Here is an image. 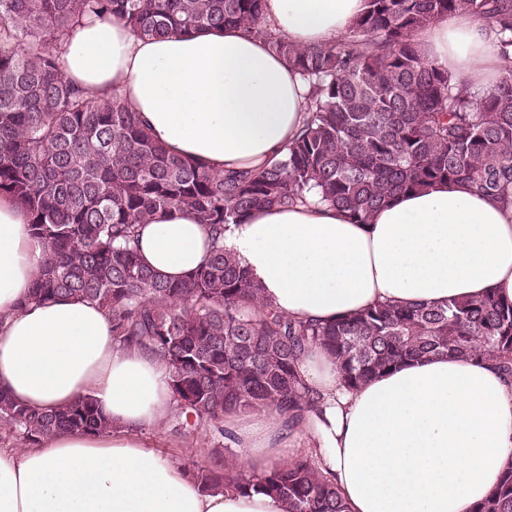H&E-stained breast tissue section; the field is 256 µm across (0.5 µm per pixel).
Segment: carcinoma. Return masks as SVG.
Returning <instances> with one entry per match:
<instances>
[{
  "mask_svg": "<svg viewBox=\"0 0 512 512\" xmlns=\"http://www.w3.org/2000/svg\"><path fill=\"white\" fill-rule=\"evenodd\" d=\"M349 34L302 48L262 21L264 0H0V196L27 214L44 261L32 303L87 301L121 346L166 364L173 430L224 437V412L276 411L299 422L317 403L298 371L311 346L336 359L351 390L408 361L461 355L512 374V301L495 293L445 304H378L331 323L292 320L261 297L221 235L261 207L320 200L357 223L434 183L512 195V57L477 94L423 60L416 31L464 12L500 25L512 47V0H364ZM117 19L137 36L238 26L261 37L311 87L305 128L259 170L216 174L156 142L116 92L91 97L65 77L62 46L86 19ZM184 212L215 234L208 260L180 280L145 266L138 228ZM0 422L35 447L61 434L107 433L92 397L32 409L0 392ZM205 491L267 493L288 512H347L309 458L262 473L228 455L196 475ZM474 512H512V467Z\"/></svg>",
  "mask_w": 512,
  "mask_h": 512,
  "instance_id": "carcinoma-1",
  "label": "carcinoma"
}]
</instances>
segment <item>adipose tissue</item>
Masks as SVG:
<instances>
[{"label":"adipose tissue","instance_id":"1","mask_svg":"<svg viewBox=\"0 0 512 512\" xmlns=\"http://www.w3.org/2000/svg\"><path fill=\"white\" fill-rule=\"evenodd\" d=\"M364 0H265L263 19L298 46L347 36ZM421 57L488 88L502 65L495 26L457 12L415 35ZM67 79L91 96L118 92L153 137L211 171L259 169L305 120L307 84L240 28L139 37L123 22L88 20L62 55ZM210 229L174 212L142 225L139 254L179 279L202 265ZM226 253L282 315L331 322L368 307L435 304L494 292L512 300V200L437 183L354 224L313 202L254 210L225 230ZM23 209L0 198V390L36 408L96 399L113 424L34 448H0V512H288L268 494L202 490L143 432L174 409L167 366L120 346L97 306L28 297L43 263ZM319 407L298 424L276 412L224 416L238 467L311 459L349 512H473L512 466V376L466 356L408 362L354 390L317 347L300 358Z\"/></svg>","mask_w":512,"mask_h":512}]
</instances>
